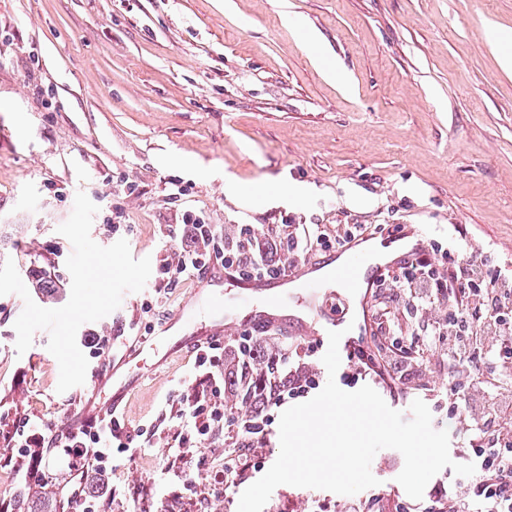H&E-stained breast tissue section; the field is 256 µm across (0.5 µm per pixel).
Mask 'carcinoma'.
Listing matches in <instances>:
<instances>
[{
    "label": "carcinoma",
    "mask_w": 512,
    "mask_h": 512,
    "mask_svg": "<svg viewBox=\"0 0 512 512\" xmlns=\"http://www.w3.org/2000/svg\"><path fill=\"white\" fill-rule=\"evenodd\" d=\"M280 363L274 357L263 358L259 352L246 353L240 363L224 376V411L235 418L258 419L267 406L263 393L257 384L279 374ZM18 512H60V508L36 502L27 494L15 499Z\"/></svg>",
    "instance_id": "carcinoma-1"
}]
</instances>
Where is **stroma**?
<instances>
[{"label":"stroma","instance_id":"obj_1","mask_svg":"<svg viewBox=\"0 0 512 512\" xmlns=\"http://www.w3.org/2000/svg\"><path fill=\"white\" fill-rule=\"evenodd\" d=\"M292 16L301 29L288 25ZM490 30H512V0H0V255L21 278L46 273L69 300L72 245L57 228L81 190L99 208L92 239H126L134 258L150 257L155 267L174 247L171 225L193 210L231 234L285 219L330 233L340 224H421L442 248L470 245L512 271V66L503 62L507 46L486 39ZM309 35L319 50L309 48ZM330 64L339 78L327 75ZM184 156L192 165L181 164ZM228 176L251 198L226 195ZM173 180L188 188L181 199L168 196ZM286 183L309 193L296 201L272 194ZM119 184L128 192L116 193ZM193 287L150 276L117 310L83 324L78 347L125 324L137 342L150 321L143 303L159 301L169 314ZM23 307L18 295L0 296V428L22 416L61 424L106 363L89 358L84 384L58 392L47 331L16 352ZM437 315V307L415 310L398 298L383 324L395 337L424 331ZM290 344L303 372L322 383L331 377L316 338L273 334L263 351ZM152 363L148 350L133 361L143 382L122 412L132 430L157 429L144 454L114 461L118 493L108 512L166 506L163 468L180 410L167 399L193 356L181 351L157 371ZM349 369L341 361L332 376L341 389L371 386L405 415L422 400L434 428L449 433L451 459L471 462L463 421L445 397L444 350L425 351L399 395L371 373L348 380ZM281 413L274 405L265 411V431L244 457L246 479L213 493L198 474L195 491L177 499L181 512H237L241 493L279 455ZM403 466L400 452L384 449L371 464L376 486L340 495L281 485L263 512L286 501L310 512L316 499L332 512H360L375 496L377 512H437L441 493L470 484L447 468L416 500L397 480ZM22 490L54 498L65 512L81 510L54 476L44 484L20 473L0 478V502Z\"/></svg>","mask_w":512,"mask_h":512}]
</instances>
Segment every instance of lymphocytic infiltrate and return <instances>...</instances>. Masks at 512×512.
Returning a JSON list of instances; mask_svg holds the SVG:
<instances>
[{
	"label": "lymphocytic infiltrate",
	"mask_w": 512,
	"mask_h": 512,
	"mask_svg": "<svg viewBox=\"0 0 512 512\" xmlns=\"http://www.w3.org/2000/svg\"><path fill=\"white\" fill-rule=\"evenodd\" d=\"M187 233L171 256L161 261L160 275L169 282L195 280L212 260L241 279L275 278L290 265L303 261L313 250L344 246L362 233L360 225H346L329 235L319 224H274L263 233L241 226L236 236H227L222 225L205 223L201 215L182 216ZM377 288L401 289L408 306H443L445 313L428 334L410 336L402 342L356 347L349 361L372 370L400 390L406 369L417 362L427 343L447 348L448 369L468 371L466 383L448 381V406L462 412L469 433V447L479 460L467 492L450 497L445 512H512V433L496 425L512 417V389L487 392L480 362L499 367L512 363V276L490 270L485 261L428 247L396 269L386 271ZM257 336H241L233 345L220 342L196 351L193 370L176 389L183 408L180 425L171 437L165 470L171 494L194 490L196 472L205 465L194 459L196 444L224 431L237 429V422L224 417V375L251 350ZM0 446L16 449L5 466L29 463L31 478H38L44 452L65 449L70 472L80 485L82 512H106L117 493L110 483L115 459L134 457L138 446L124 420L87 423L74 433H56L38 419L15 421L11 430L0 432ZM94 482L96 493L84 495L82 483Z\"/></svg>",
	"instance_id": "obj_1"
}]
</instances>
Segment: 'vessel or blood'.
<instances>
[{"instance_id":"obj_1","label":"vessel or blood","mask_w":512,"mask_h":512,"mask_svg":"<svg viewBox=\"0 0 512 512\" xmlns=\"http://www.w3.org/2000/svg\"><path fill=\"white\" fill-rule=\"evenodd\" d=\"M369 241V236L365 235L336 252L338 265L335 269V279L350 295L353 305L364 317L369 314L371 292L377 278L385 269L397 266L402 259L424 248L425 229L415 224L407 226L401 233L392 235L391 241L397 246L396 254L376 262L370 260L364 249ZM317 270V263L308 259L293 266L284 276L276 279L241 281L240 286L244 290L247 308L244 312L236 313L225 311L224 300L216 293L206 292V285L225 276L224 270L220 268H208L197 278V288L193 295L179 305L177 311L170 315L168 321L153 336L150 347L158 354L157 365H164L173 353L170 342L174 337L176 324L193 319L196 305L203 299L207 300L212 317L208 324L186 337L184 345L192 350L222 339L227 330L244 326L258 330L274 327L297 340L314 335L320 340H327L329 331L335 330L336 324L321 320V312L327 298L320 292ZM298 282L308 285L310 289L309 316L296 321L281 320L279 309L282 299L289 288ZM139 353V348L130 346L121 354L113 356L108 372L99 379L96 390L84 401L75 417L67 420V427L74 430L88 420L120 415L125 398L137 383L136 377L131 376L128 365Z\"/></svg>"}]
</instances>
